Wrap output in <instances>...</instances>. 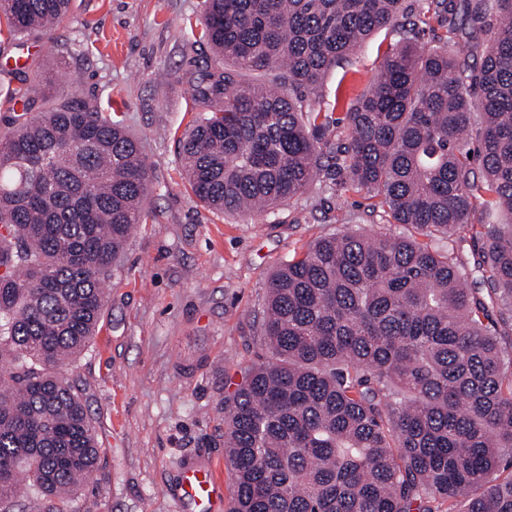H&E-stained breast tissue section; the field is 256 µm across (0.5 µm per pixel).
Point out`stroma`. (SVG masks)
Segmentation results:
<instances>
[{
    "instance_id": "obj_1",
    "label": "stroma",
    "mask_w": 512,
    "mask_h": 512,
    "mask_svg": "<svg viewBox=\"0 0 512 512\" xmlns=\"http://www.w3.org/2000/svg\"><path fill=\"white\" fill-rule=\"evenodd\" d=\"M204 0H72L39 41L0 35V131L10 91L39 77L51 94L102 103L141 140L153 169L148 217L105 283L99 331L66 371L94 417L102 454L73 494L76 512H203L185 496L188 468L208 467L224 494V397L239 367L266 355L265 287L281 260L318 237L356 226L389 231L377 199L322 175L271 212L215 214L187 185L179 140L196 118L184 53L218 63L200 38ZM400 27L375 31L332 67L321 107L343 117L367 91Z\"/></svg>"
}]
</instances>
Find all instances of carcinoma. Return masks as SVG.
Returning <instances> with one entry per match:
<instances>
[{"instance_id": "cac0c4a2", "label": "carcinoma", "mask_w": 512, "mask_h": 512, "mask_svg": "<svg viewBox=\"0 0 512 512\" xmlns=\"http://www.w3.org/2000/svg\"><path fill=\"white\" fill-rule=\"evenodd\" d=\"M71 0H0L17 40ZM345 112L339 184L425 237L347 230L284 259L266 284L269 357L224 397L230 512H512V0H425ZM408 12L406 0H205L201 112L180 141L192 193L224 215L305 194L330 122L326 72ZM488 36L481 61L453 45ZM0 135V512H74L101 448L61 370L96 333L103 278L145 218L138 140L76 95L41 88ZM484 287L472 288V271ZM407 3L411 5L412 11L408 15V18L400 19V23L406 24V27H409V21H415L418 24V27L422 29L419 36V44L421 47L441 44L443 39H446L447 33L444 23L440 21V18L430 14L429 18L426 16V22H420L419 14L421 13V5L423 2L420 0H407ZM420 16L423 18L421 14Z\"/></svg>"}]
</instances>
